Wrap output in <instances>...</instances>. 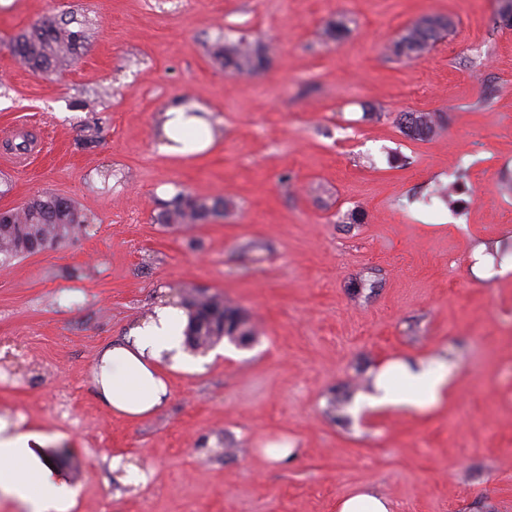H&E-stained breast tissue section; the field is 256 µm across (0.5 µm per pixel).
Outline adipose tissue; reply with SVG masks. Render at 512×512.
<instances>
[{
    "instance_id": "1",
    "label": "adipose tissue",
    "mask_w": 512,
    "mask_h": 512,
    "mask_svg": "<svg viewBox=\"0 0 512 512\" xmlns=\"http://www.w3.org/2000/svg\"><path fill=\"white\" fill-rule=\"evenodd\" d=\"M185 314L181 308L161 306L131 331L129 342L106 349L94 381L101 400L113 412L138 419L155 412L166 400L169 386L160 372L162 361L189 363L184 350ZM452 368L447 362L389 360L374 371L366 392L356 396L353 414L387 410L427 411L448 390ZM403 376L407 392L394 388ZM49 435L39 429L20 431L0 419V493L25 503L31 512H75L79 489L39 446Z\"/></svg>"
}]
</instances>
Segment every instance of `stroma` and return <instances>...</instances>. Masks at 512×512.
I'll return each mask as SVG.
<instances>
[{"mask_svg":"<svg viewBox=\"0 0 512 512\" xmlns=\"http://www.w3.org/2000/svg\"><path fill=\"white\" fill-rule=\"evenodd\" d=\"M494 0H12L0 5V134L41 152L0 168V209L53 192L89 234L0 268V416L56 436L44 448L80 488L77 512H335L363 486L397 512H512V27ZM88 19L65 69L35 73L7 45L48 18ZM426 15L449 32L417 58L388 47ZM349 30L333 41L328 21ZM266 46L250 77L213 42ZM207 104L215 144L159 149L175 101ZM401 112H441L427 141ZM96 138H89V131ZM454 185L451 199L434 193ZM227 197L185 226L177 193ZM204 291L257 333L221 340L169 376L140 420L97 395L102 351L165 301ZM447 361L439 406L345 414L379 362ZM70 394L59 409V394ZM296 458L268 460L271 443ZM147 476L122 481L125 466ZM230 205L223 197L202 199L179 193L159 214L158 221L160 224H200L223 215Z\"/></svg>","mask_w":512,"mask_h":512,"instance_id":"obj_1","label":"stroma"}]
</instances>
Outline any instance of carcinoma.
<instances>
[{
    "label": "carcinoma",
    "mask_w": 512,
    "mask_h": 512,
    "mask_svg": "<svg viewBox=\"0 0 512 512\" xmlns=\"http://www.w3.org/2000/svg\"><path fill=\"white\" fill-rule=\"evenodd\" d=\"M74 20L48 19L13 38L11 54L26 67L45 72L67 66L89 39L86 23ZM450 21L440 16H427L405 27L389 46L396 58L420 56L448 31ZM348 31L347 21L338 17L327 22L325 34L338 40ZM213 61L224 71L238 76H253L267 62V50L258 42L244 38L228 39L208 47ZM444 121L440 112H403L397 119L401 132L413 140L432 138ZM230 201L222 198L202 199L178 194L159 214L161 224H200L221 216ZM88 220L75 202L67 197L45 193L22 205L0 211V262L6 263L47 248L66 244L75 234L87 231ZM188 313L186 344L195 350H206L224 337L254 336L250 318L242 310L224 303L216 295L192 292L184 299Z\"/></svg>",
    "instance_id": "1"
}]
</instances>
